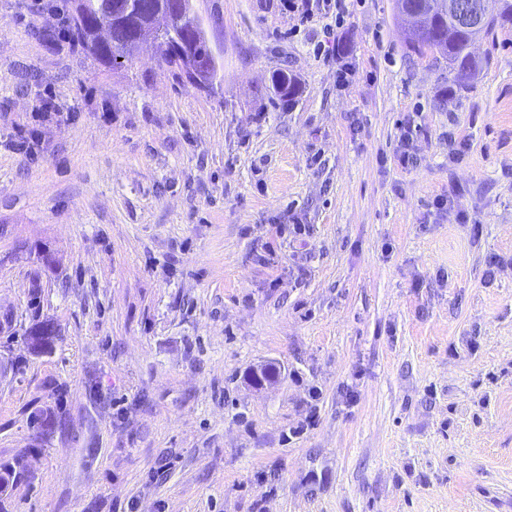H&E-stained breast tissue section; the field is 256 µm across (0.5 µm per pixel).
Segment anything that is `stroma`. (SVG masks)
Wrapping results in <instances>:
<instances>
[{
  "label": "stroma",
  "mask_w": 512,
  "mask_h": 512,
  "mask_svg": "<svg viewBox=\"0 0 512 512\" xmlns=\"http://www.w3.org/2000/svg\"><path fill=\"white\" fill-rule=\"evenodd\" d=\"M49 3L0 0V512H512V25L462 88L392 0H201L207 93ZM81 0H65L70 4L69 13L64 14L60 7H56L59 14V25L56 32V39L74 46L70 38L76 43L83 52L92 57L95 61L102 65L112 67H122L126 62H129L131 54L129 52L121 51L118 45L114 44H98L91 46L89 36L91 33V26L93 25L99 13L106 11L108 0H84L83 7L81 8V19L77 15L76 2ZM69 19V28H68ZM69 31V36H68ZM26 465L23 456H16L12 461L0 463L1 497L7 495L9 489L13 490L22 484L26 478ZM7 484V486H5Z\"/></svg>",
  "instance_id": "stroma-1"
}]
</instances>
